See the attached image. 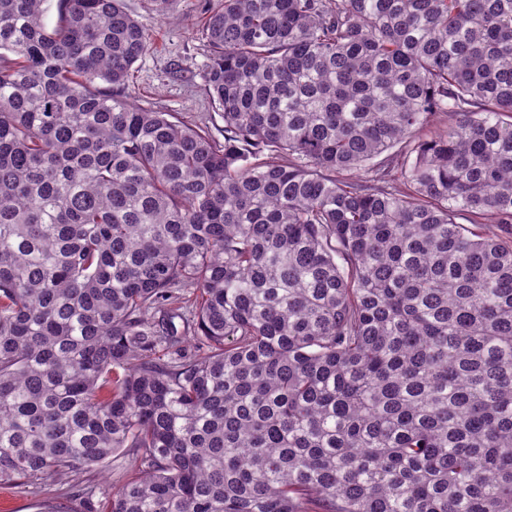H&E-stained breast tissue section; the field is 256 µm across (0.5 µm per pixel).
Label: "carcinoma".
<instances>
[{"mask_svg": "<svg viewBox=\"0 0 512 512\" xmlns=\"http://www.w3.org/2000/svg\"><path fill=\"white\" fill-rule=\"evenodd\" d=\"M45 2L0 0V485L512 512V0H208L222 142L128 101L123 0Z\"/></svg>", "mask_w": 512, "mask_h": 512, "instance_id": "1", "label": "carcinoma"}]
</instances>
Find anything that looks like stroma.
Here are the masks:
<instances>
[{
	"label": "stroma",
	"instance_id": "1",
	"mask_svg": "<svg viewBox=\"0 0 512 512\" xmlns=\"http://www.w3.org/2000/svg\"><path fill=\"white\" fill-rule=\"evenodd\" d=\"M124 5L151 37L149 50L134 65L132 101L177 113L185 122L205 125L213 137L223 138L224 120L211 108L205 90L207 58L200 0H172L163 15L152 11L149 0H124ZM131 469L130 457L119 454L86 473L79 486L60 479L22 490L0 486V512H50L60 502L79 512L83 489L93 490L94 501H103L105 493Z\"/></svg>",
	"mask_w": 512,
	"mask_h": 512
}]
</instances>
